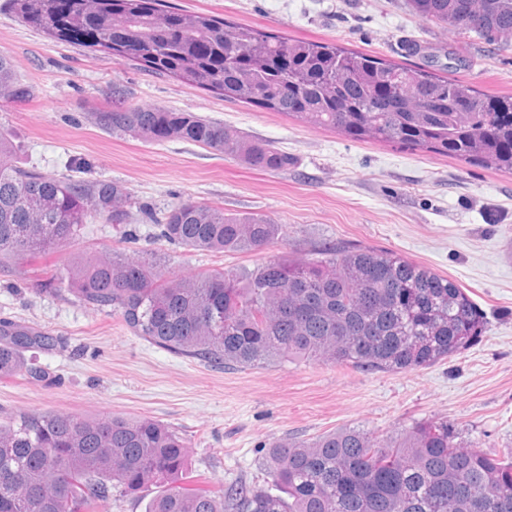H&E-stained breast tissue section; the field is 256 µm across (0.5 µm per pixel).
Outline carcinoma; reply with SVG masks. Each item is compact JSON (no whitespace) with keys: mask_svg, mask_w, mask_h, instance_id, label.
I'll use <instances>...</instances> for the list:
<instances>
[{"mask_svg":"<svg viewBox=\"0 0 512 512\" xmlns=\"http://www.w3.org/2000/svg\"><path fill=\"white\" fill-rule=\"evenodd\" d=\"M409 0L423 19L490 45L512 40V0ZM20 22L52 38L122 57L146 71L251 102L354 140H372L512 173V96L412 70L334 44L291 42L187 14L167 0H11ZM31 86L0 52V96ZM102 129L149 143H193L248 166L283 171L288 154L196 115L129 100L93 113ZM0 126V260L63 251L99 220L126 227L135 206L109 180L50 176L16 164ZM158 237L193 251H260L283 237L259 215H227L194 201L154 217ZM139 283L123 287L126 277ZM119 313L144 340L212 365L252 367L299 358L363 371L430 367L485 332L479 305L454 282L393 252L337 245L280 257L246 277L211 270L165 275L157 260L117 251L64 265L29 285ZM57 336L0 317V376L45 378L37 355ZM184 438L149 418L45 411L0 421V512H90L116 493L143 496L146 512H512V461L458 441L446 420L380 438L345 428L312 441L271 444L267 486L188 489Z\"/></svg>","mask_w":512,"mask_h":512,"instance_id":"carcinoma-1","label":"carcinoma"}]
</instances>
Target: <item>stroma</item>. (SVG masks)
<instances>
[{
  "label": "stroma",
  "instance_id": "35a3bbf8",
  "mask_svg": "<svg viewBox=\"0 0 512 512\" xmlns=\"http://www.w3.org/2000/svg\"><path fill=\"white\" fill-rule=\"evenodd\" d=\"M237 26L298 41L336 43L448 79L485 94L512 95V44L415 16L407 0H170ZM0 52L33 92L0 99V125L16 160L48 175L116 180L139 202L129 234L93 222L84 239L59 252L0 265V317L61 336L38 355L46 378H0V417L53 411L76 416L150 418L185 439L190 487L220 489L268 480L270 445L311 441L359 427L386 437L413 423L445 419L459 439L487 452L512 450V174L379 142L227 99L150 73L129 61L54 40L21 23L0 0ZM133 101L185 110L224 123L288 153L285 171L251 168L184 143L153 144L96 126L113 86ZM228 214H258L286 237L266 249L213 254L156 237L152 215L185 201ZM352 243L392 251L448 277L483 309L480 340L433 366L382 373L322 362L221 367L135 336L120 314L73 297L37 295L70 257L117 250L151 256L173 275L205 268L241 271L314 246Z\"/></svg>",
  "mask_w": 512,
  "mask_h": 512
}]
</instances>
